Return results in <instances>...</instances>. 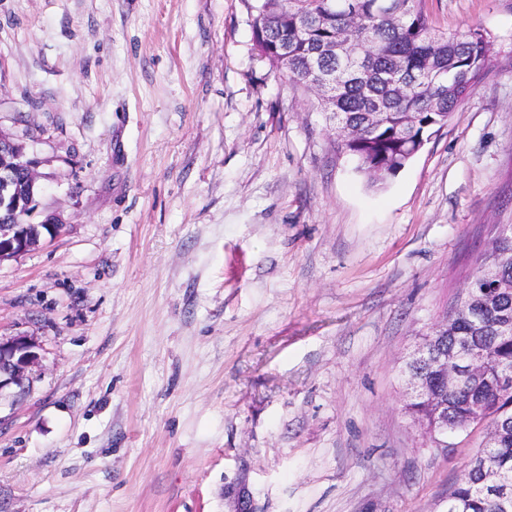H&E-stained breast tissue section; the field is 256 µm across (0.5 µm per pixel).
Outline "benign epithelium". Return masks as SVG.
<instances>
[{
  "instance_id": "benign-epithelium-1",
  "label": "benign epithelium",
  "mask_w": 512,
  "mask_h": 512,
  "mask_svg": "<svg viewBox=\"0 0 512 512\" xmlns=\"http://www.w3.org/2000/svg\"><path fill=\"white\" fill-rule=\"evenodd\" d=\"M38 161L27 157L24 145L0 133V210L24 206L28 212L34 208L38 189ZM17 169L26 172V179L19 182L13 177ZM67 225L59 220L40 224H0V263L16 259L28 251L52 242L66 232ZM38 345L28 335L0 337V391L12 388L16 400L23 399L30 391L33 370L40 367ZM466 359L470 368L481 363L482 352L476 347L464 351L443 346L419 344L412 354L411 364L425 367L449 385L461 382L454 365ZM409 394L421 397L427 389L424 371L407 373Z\"/></svg>"
}]
</instances>
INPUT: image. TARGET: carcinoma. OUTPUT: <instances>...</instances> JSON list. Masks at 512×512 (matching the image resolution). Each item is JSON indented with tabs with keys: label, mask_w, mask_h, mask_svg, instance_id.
<instances>
[{
	"label": "carcinoma",
	"mask_w": 512,
	"mask_h": 512,
	"mask_svg": "<svg viewBox=\"0 0 512 512\" xmlns=\"http://www.w3.org/2000/svg\"><path fill=\"white\" fill-rule=\"evenodd\" d=\"M373 0H256L252 36L259 57L287 81L312 90L336 141L373 184L411 160V153L444 127L490 71L493 44L479 29L451 35L436 31L423 0H392L382 12ZM338 40L356 49L346 64L317 58L314 46ZM383 114L370 119L375 105ZM467 300L448 317V344L468 342L485 350L470 385L457 389L427 375L430 396L411 398L406 409L427 426L448 406V432L487 422L496 437L476 450L448 496V512H512V501L488 495L497 481L512 487V384L499 370L512 366V237L494 241L479 257L467 284Z\"/></svg>",
	"instance_id": "1"
}]
</instances>
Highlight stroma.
<instances>
[{
  "mask_svg": "<svg viewBox=\"0 0 512 512\" xmlns=\"http://www.w3.org/2000/svg\"><path fill=\"white\" fill-rule=\"evenodd\" d=\"M494 63L370 185L244 0H0V132L38 161L0 263V512H447L486 424L429 433L403 366L512 224V0H424ZM27 212L6 211L0 219L14 224H0V263L16 259L28 251L52 242L66 232V224L58 219L41 224H16L23 221ZM47 230H46V229ZM38 345L28 335L0 336V395L4 388H12L16 400L30 391L34 368L40 367Z\"/></svg>",
  "mask_w": 512,
  "mask_h": 512,
  "instance_id": "1",
  "label": "stroma"
}]
</instances>
